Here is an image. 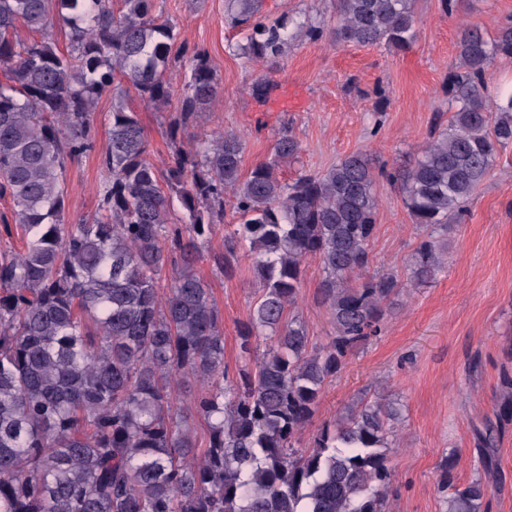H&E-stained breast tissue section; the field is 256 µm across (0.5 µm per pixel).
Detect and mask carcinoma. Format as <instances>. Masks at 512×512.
<instances>
[{
	"instance_id": "obj_1",
	"label": "carcinoma",
	"mask_w": 512,
	"mask_h": 512,
	"mask_svg": "<svg viewBox=\"0 0 512 512\" xmlns=\"http://www.w3.org/2000/svg\"><path fill=\"white\" fill-rule=\"evenodd\" d=\"M232 24L247 32L240 54L276 67L284 24H268L263 0H233ZM416 0H335L332 23L309 25L313 41L408 48ZM70 28L71 53L44 32ZM173 26L154 0H0V512H388L390 448L397 409L362 401L296 448L327 381L363 343L381 335L395 296L442 269L445 237L468 213L499 151L512 144V94L493 98L487 74L512 58V21L493 38L466 24L459 66L448 72L450 116L406 168L375 166L363 153L293 181L281 164L300 143L283 128L270 156L242 175L244 144L205 129L218 79L209 55L179 46L188 63L171 140L193 126L160 172L147 136L123 103V84L149 104L168 101ZM112 94L101 149L107 177L97 213L65 222L67 160L95 149L93 111ZM397 187L420 242L403 283L371 271L377 182ZM178 199L185 219L172 209ZM236 218L224 223V203ZM224 225V273L245 255L258 279L240 326V363H224V331L197 272L215 225ZM322 277L316 301L333 334L312 342L293 314L308 259ZM167 291L160 282L166 269ZM267 347L254 355L252 341ZM204 389L188 406L182 388ZM497 421L476 430L484 477L455 483L441 469L449 512H484L502 479L497 438L512 422V377H503ZM208 424L198 440L193 419Z\"/></svg>"
}]
</instances>
